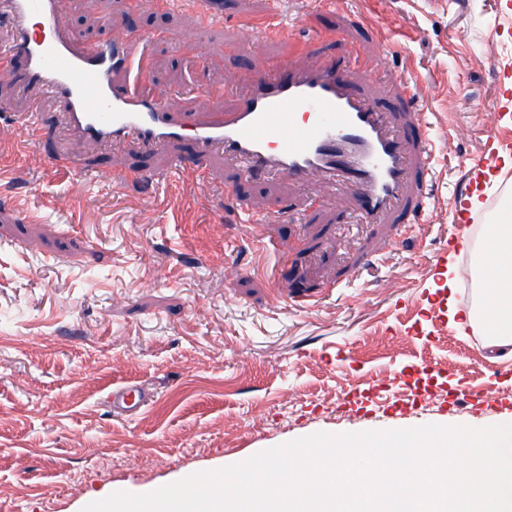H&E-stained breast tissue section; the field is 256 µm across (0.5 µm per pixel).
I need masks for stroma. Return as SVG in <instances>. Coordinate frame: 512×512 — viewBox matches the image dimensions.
I'll list each match as a JSON object with an SVG mask.
<instances>
[{
    "label": "stroma",
    "instance_id": "35a3bbf8",
    "mask_svg": "<svg viewBox=\"0 0 512 512\" xmlns=\"http://www.w3.org/2000/svg\"><path fill=\"white\" fill-rule=\"evenodd\" d=\"M214 7L223 22L204 25L186 2L61 0L60 22L93 42L134 19L148 76L123 79L178 119L232 107L264 60L358 51L356 91L412 145L397 90L412 74L440 135L430 177L409 190L426 217L366 224L320 177L249 180L220 155L188 175L176 164L189 141L97 147L42 96V122L96 174L48 173L36 148L0 156V512H82L316 432L512 420V359L455 333L462 285L444 275L460 262L448 241L476 187L469 158L487 136L512 143V123L487 111L512 102V0ZM273 14L301 16L306 39L263 41ZM34 104L0 80V142L22 140L9 116ZM133 170L164 177L119 185ZM240 208L262 225L236 223ZM368 383L382 387L376 403L352 401ZM124 385L151 393L130 417L107 403ZM472 389L483 404L466 401Z\"/></svg>",
    "mask_w": 512,
    "mask_h": 512
}]
</instances>
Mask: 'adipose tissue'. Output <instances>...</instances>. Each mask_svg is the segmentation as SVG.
Here are the masks:
<instances>
[{
  "label": "adipose tissue",
  "instance_id": "obj_1",
  "mask_svg": "<svg viewBox=\"0 0 512 512\" xmlns=\"http://www.w3.org/2000/svg\"><path fill=\"white\" fill-rule=\"evenodd\" d=\"M485 288L480 307L487 346L512 357V225L498 224L481 233Z\"/></svg>",
  "mask_w": 512,
  "mask_h": 512
}]
</instances>
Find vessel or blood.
<instances>
[{
    "mask_svg": "<svg viewBox=\"0 0 512 512\" xmlns=\"http://www.w3.org/2000/svg\"><path fill=\"white\" fill-rule=\"evenodd\" d=\"M13 39L0 51V78L16 84L28 97L49 90L73 129L101 143L136 142L146 150L189 140L197 149L195 166L205 165L209 149L239 159L252 177L278 173L292 180L317 175L337 190L354 194L364 219L395 208L406 223H417L422 209L401 190L409 173L425 177L435 137L411 84L400 99L407 122L420 137L416 167H409L399 142L385 126L381 112L354 93L350 77L362 58L328 56L314 68L268 63L257 68L234 109L198 113L177 120L150 98L124 90L117 71L141 69V36L107 38L87 44L60 25L57 0H7ZM31 146L48 144L50 129L36 112L20 120ZM512 210V193L488 197L484 209L469 212V224H497ZM135 386L113 390L114 408L128 412L143 403Z\"/></svg>",
    "mask_w": 512,
    "mask_h": 512,
    "instance_id": "b4317fda",
    "label": "vessel or blood"
}]
</instances>
